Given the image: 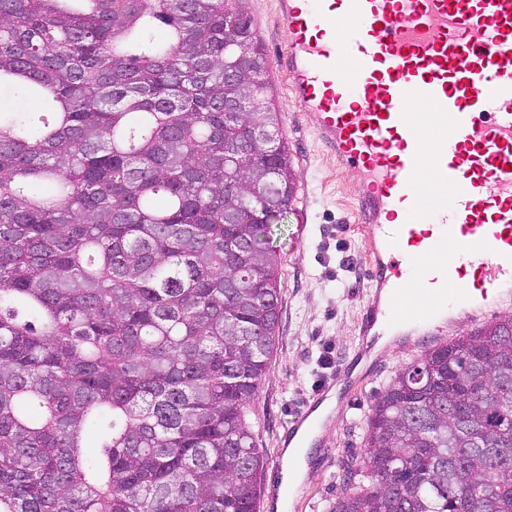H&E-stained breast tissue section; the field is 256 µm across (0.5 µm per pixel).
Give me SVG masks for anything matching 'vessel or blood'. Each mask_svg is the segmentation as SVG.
Wrapping results in <instances>:
<instances>
[{
  "instance_id": "b4317fda",
  "label": "vessel or blood",
  "mask_w": 512,
  "mask_h": 512,
  "mask_svg": "<svg viewBox=\"0 0 512 512\" xmlns=\"http://www.w3.org/2000/svg\"><path fill=\"white\" fill-rule=\"evenodd\" d=\"M275 58L337 165L358 170L371 298L433 326L512 295V0H276Z\"/></svg>"
}]
</instances>
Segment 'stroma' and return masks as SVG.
<instances>
[{
    "instance_id": "stroma-1",
    "label": "stroma",
    "mask_w": 512,
    "mask_h": 512,
    "mask_svg": "<svg viewBox=\"0 0 512 512\" xmlns=\"http://www.w3.org/2000/svg\"><path fill=\"white\" fill-rule=\"evenodd\" d=\"M240 7L250 16L268 58H275L288 33L274 11V0H241ZM269 80L297 185L274 240L281 257L279 341L260 392L247 408L256 448L267 460L260 512H278L288 429L304 400L317 390L318 358L327 349L335 364L348 367L359 387L350 398L337 399L318 447L308 456V472L295 491L290 512H330L345 489V462L362 447L370 408L396 371L425 349L512 312V300L472 318L455 313L424 343L359 354L364 310L375 286L358 228V176L337 166L305 128L287 76L273 72Z\"/></svg>"
}]
</instances>
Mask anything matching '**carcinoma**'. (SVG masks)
I'll return each mask as SVG.
<instances>
[{
  "mask_svg": "<svg viewBox=\"0 0 512 512\" xmlns=\"http://www.w3.org/2000/svg\"><path fill=\"white\" fill-rule=\"evenodd\" d=\"M233 0H0V512H259L296 172ZM333 512H512V313L401 368Z\"/></svg>",
  "mask_w": 512,
  "mask_h": 512,
  "instance_id": "cac0c4a2",
  "label": "carcinoma"
}]
</instances>
